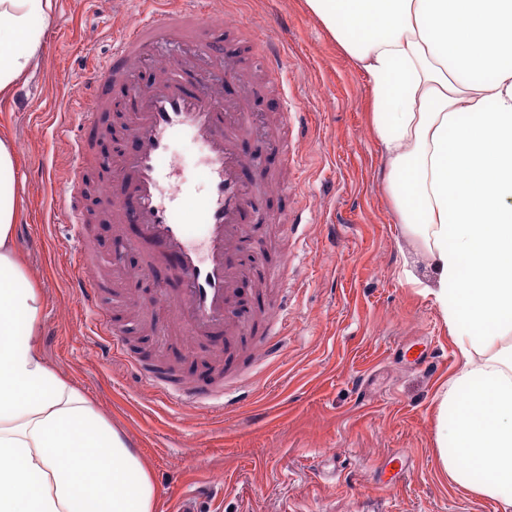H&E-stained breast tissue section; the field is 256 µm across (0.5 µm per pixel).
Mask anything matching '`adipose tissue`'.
Segmentation results:
<instances>
[{"label": "adipose tissue", "instance_id": "adipose-tissue-1", "mask_svg": "<svg viewBox=\"0 0 512 512\" xmlns=\"http://www.w3.org/2000/svg\"><path fill=\"white\" fill-rule=\"evenodd\" d=\"M368 74L386 192L460 353L436 406L450 483L512 512V0H306ZM55 0H0V99L40 64ZM0 135V512H157L152 467L45 360Z\"/></svg>", "mask_w": 512, "mask_h": 512}]
</instances>
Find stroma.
Segmentation results:
<instances>
[{
    "instance_id": "1",
    "label": "stroma",
    "mask_w": 512,
    "mask_h": 512,
    "mask_svg": "<svg viewBox=\"0 0 512 512\" xmlns=\"http://www.w3.org/2000/svg\"><path fill=\"white\" fill-rule=\"evenodd\" d=\"M144 8L143 0H55L40 65L16 89L40 110L0 104V131L17 147L25 188L15 247L45 294L39 333L48 363L150 460L158 512H176L185 491L204 485L223 493L198 497L196 512H499L494 500L440 473L435 405L459 353L434 297L407 279L422 265L385 190L370 80L306 0H233L225 12L232 28L222 33L246 67L259 62L262 41L276 45L298 114L301 161L289 176L300 179L313 221L287 233L249 225L252 247L240 257L254 276L243 300L288 318L281 359L254 377L252 399L221 416L158 396L109 356L73 286L69 227L50 208L66 187L67 166L53 130L56 113L76 109L70 87L107 59L113 37ZM89 231L104 263L103 299L128 332L129 355L151 354L187 381L207 379L226 359L249 360L252 336L206 345L160 339L156 291L129 285L143 266L140 251L111 225ZM287 254L294 257L287 286L266 283L269 265ZM394 455L407 465L388 490L381 469Z\"/></svg>"
}]
</instances>
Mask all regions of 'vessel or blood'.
<instances>
[{
  "label": "vessel or blood",
  "instance_id": "vessel-or-blood-1",
  "mask_svg": "<svg viewBox=\"0 0 512 512\" xmlns=\"http://www.w3.org/2000/svg\"><path fill=\"white\" fill-rule=\"evenodd\" d=\"M221 2L180 0L175 8L127 24L113 38L109 60L70 89L72 98L90 102V111L57 129L68 146V190L55 209L66 217L79 266L88 272L75 281L80 303L98 314L101 333L116 356L124 353L123 333L113 328L100 302L101 283L93 275L87 231L95 216L83 205L82 179L89 163L102 172L101 208L117 227L136 225L148 265L162 268L173 284L174 293L160 300L162 308L173 310L186 335L202 341L221 335L238 319L235 304L250 277L238 260L249 244L248 220L285 225L310 221L298 182L269 180L271 159L287 167L299 162L288 99L279 96L274 112L266 114L253 104L259 82L278 83L280 56L269 54L261 74L245 72L238 58L213 38L215 7ZM146 68L151 76L140 80ZM116 90L131 114L126 129L130 147L107 159L95 148L106 131L104 115ZM177 139L202 150L204 195L191 196L171 185L175 164L170 146ZM273 191L288 199L287 209L259 213V198ZM279 321V311L269 313L254 367L277 358ZM130 365L140 381L192 408L233 412L249 396L240 372L231 367L193 384L138 359Z\"/></svg>",
  "mask_w": 512,
  "mask_h": 512
}]
</instances>
